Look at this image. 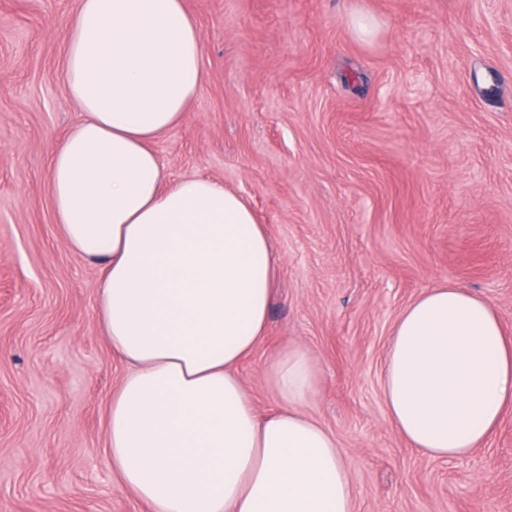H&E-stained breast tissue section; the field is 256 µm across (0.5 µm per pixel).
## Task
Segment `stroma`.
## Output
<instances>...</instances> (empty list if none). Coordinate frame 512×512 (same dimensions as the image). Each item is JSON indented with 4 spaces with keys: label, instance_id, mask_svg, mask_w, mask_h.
<instances>
[{
    "label": "stroma",
    "instance_id": "stroma-1",
    "mask_svg": "<svg viewBox=\"0 0 512 512\" xmlns=\"http://www.w3.org/2000/svg\"><path fill=\"white\" fill-rule=\"evenodd\" d=\"M184 3L203 81L154 149L171 179L223 182L269 230L268 340L239 367L258 412L277 405L268 352L303 346L355 512H512V415L486 447L434 460L381 390L395 319L440 283L512 334V0ZM72 8L0 0V512H151L106 458L127 366L99 329L102 267L66 248L46 184L82 118L60 83Z\"/></svg>",
    "mask_w": 512,
    "mask_h": 512
}]
</instances>
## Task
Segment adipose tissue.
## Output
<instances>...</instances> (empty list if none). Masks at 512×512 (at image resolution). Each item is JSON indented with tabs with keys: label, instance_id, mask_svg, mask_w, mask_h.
Masks as SVG:
<instances>
[{
	"label": "adipose tissue",
	"instance_id": "1",
	"mask_svg": "<svg viewBox=\"0 0 512 512\" xmlns=\"http://www.w3.org/2000/svg\"><path fill=\"white\" fill-rule=\"evenodd\" d=\"M203 72L183 0H76L61 79L84 118L53 147L47 184L66 247L104 265L100 327L130 367L107 405V461L152 512H353L336 439L307 412L312 354L268 356L265 415L238 372L276 296L265 226L222 182L170 180L151 148ZM381 387L407 445L467 456L512 414V336L488 302L440 284L397 318Z\"/></svg>",
	"mask_w": 512,
	"mask_h": 512
}]
</instances>
